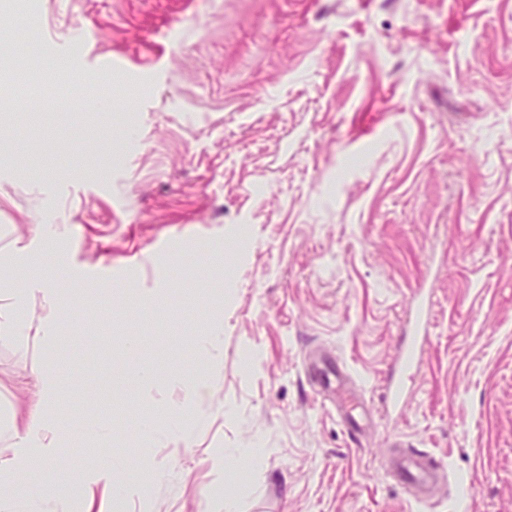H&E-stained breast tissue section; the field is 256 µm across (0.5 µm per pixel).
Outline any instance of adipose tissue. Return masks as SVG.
<instances>
[{"mask_svg":"<svg viewBox=\"0 0 512 512\" xmlns=\"http://www.w3.org/2000/svg\"><path fill=\"white\" fill-rule=\"evenodd\" d=\"M184 398L178 409L172 410L165 421L146 419L141 421L139 430L147 444L160 440L182 441L189 431L184 419L193 409L196 389L189 381H181ZM59 380L50 370L41 372L35 382L36 399L32 403L22 427L7 429L6 434L14 439L11 456L0 457V483L10 485L7 495L0 497V512H14L16 505H23L25 512H42L44 492H32L20 481V474L42 469L55 464L61 456L62 444L59 439V421L46 415L44 406L53 401L59 391Z\"/></svg>","mask_w":512,"mask_h":512,"instance_id":"1","label":"adipose tissue"}]
</instances>
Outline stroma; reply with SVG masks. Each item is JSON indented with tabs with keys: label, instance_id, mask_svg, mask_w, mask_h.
Here are the masks:
<instances>
[{
	"label": "stroma",
	"instance_id": "obj_1",
	"mask_svg": "<svg viewBox=\"0 0 512 512\" xmlns=\"http://www.w3.org/2000/svg\"><path fill=\"white\" fill-rule=\"evenodd\" d=\"M34 47L49 131L19 99ZM423 282L430 337L395 412ZM47 284L53 343L22 361L0 339V425L35 372L61 379L63 455L24 477L66 486L44 512H223L228 495L241 512H512V0H0V323L46 315ZM216 322L218 367L193 341ZM310 359L347 367L358 431ZM184 376L189 439L145 449L138 421ZM396 437L449 471L431 502L383 476ZM252 442L260 465L215 469L216 449ZM113 458L140 498L78 484Z\"/></svg>",
	"mask_w": 512,
	"mask_h": 512
}]
</instances>
